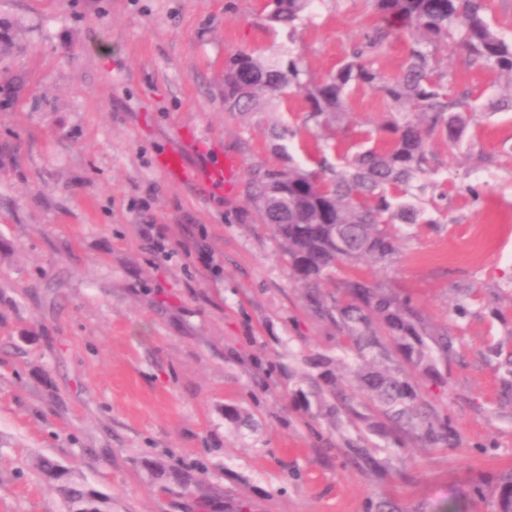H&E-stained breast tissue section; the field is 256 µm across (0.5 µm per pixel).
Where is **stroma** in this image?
<instances>
[{
    "label": "stroma",
    "instance_id": "35a3bbf8",
    "mask_svg": "<svg viewBox=\"0 0 512 512\" xmlns=\"http://www.w3.org/2000/svg\"><path fill=\"white\" fill-rule=\"evenodd\" d=\"M265 15L263 0H0V512H67L43 457L108 512H439L451 494L495 512L512 468V112L476 113L456 145L433 138L429 223L394 263L358 266L459 336L443 383L423 385L459 443L377 448L387 473L355 468L343 450L357 430L301 397L315 363H340L341 337L312 312L249 181L375 145L386 105L354 91L327 129L297 95L228 112L224 64L288 51L322 79L379 18L368 0H316L290 35ZM438 58L453 95L496 96L495 76L453 48ZM279 125L293 132L281 154ZM181 147L204 169L234 161L231 176L212 189L172 178L159 160ZM465 294L468 315L451 321Z\"/></svg>",
    "mask_w": 512,
    "mask_h": 512
}]
</instances>
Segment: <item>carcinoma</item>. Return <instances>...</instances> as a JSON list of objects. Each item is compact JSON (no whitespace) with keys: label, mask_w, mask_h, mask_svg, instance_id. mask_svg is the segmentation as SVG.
I'll list each match as a JSON object with an SVG mask.
<instances>
[{"label":"carcinoma","mask_w":512,"mask_h":512,"mask_svg":"<svg viewBox=\"0 0 512 512\" xmlns=\"http://www.w3.org/2000/svg\"><path fill=\"white\" fill-rule=\"evenodd\" d=\"M313 0H269L267 20L289 32L303 20ZM382 24L353 47L335 72L315 81L297 59L266 58L240 50L224 65V110L244 115L262 112L276 97H302L307 120L326 128L347 114V95L354 87L380 93L390 115L379 127L375 146L335 167L322 158L309 170L253 172L250 200L264 223L284 242L293 274L308 288L311 307L336 325L354 362L343 366L350 376L325 370L309 376L310 395L325 414L357 427L361 436L345 454L355 466H378L369 452L376 438L386 448L404 450L413 443L449 448L457 432L422 392L425 380L442 382L437 365L448 361L453 337L431 330L422 313L383 287L350 274L356 262L391 263L400 239L423 222V210L409 202L427 194L422 176L435 170L429 149L433 136L461 140L466 113L474 111L467 97H454L443 83L436 53L454 47L465 62L505 79L503 93L485 109L512 111V39L490 22L486 0H369ZM409 33L402 71L386 77L374 57L394 29ZM401 224L398 233L389 225ZM344 274L348 301L328 303L323 281ZM42 473L56 481L68 512H103L106 497L80 481L73 471L44 459ZM496 512H512V470L495 487Z\"/></svg>","instance_id":"1"}]
</instances>
